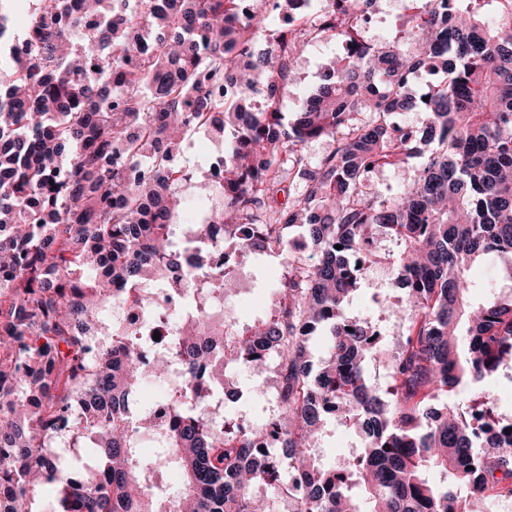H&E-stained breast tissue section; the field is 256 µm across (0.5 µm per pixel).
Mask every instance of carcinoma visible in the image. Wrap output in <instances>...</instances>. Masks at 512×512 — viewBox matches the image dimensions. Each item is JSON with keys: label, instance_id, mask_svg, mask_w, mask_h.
<instances>
[{"label": "carcinoma", "instance_id": "1", "mask_svg": "<svg viewBox=\"0 0 512 512\" xmlns=\"http://www.w3.org/2000/svg\"><path fill=\"white\" fill-rule=\"evenodd\" d=\"M0 0V39L29 11L34 51L0 66V502L5 512H158L147 492L169 456L176 512H474L512 498V433L487 383L512 362V298L471 300L470 271L500 261L512 283V0H405V35L364 38L376 0H278L288 26L259 43L243 0ZM334 42L319 87L288 119L280 88L306 46ZM262 105L247 107L255 94ZM426 116L410 128L399 117ZM224 143L222 206L178 242L191 167L186 133ZM320 139L334 151L311 159ZM414 165L372 190L367 174ZM140 168L143 174L129 176ZM300 186L286 203L283 184ZM218 220L224 235L207 224ZM303 237L309 252L293 251ZM398 246L406 334L393 347L344 308L376 243ZM342 249H336V246ZM284 257L271 314L239 330L224 314L215 253ZM190 287L193 305L162 309ZM183 322L142 363L134 333L101 314L115 290ZM330 349L315 360L313 338ZM386 355L388 381L366 375ZM277 360L278 411L253 425L207 403L231 367ZM186 374L162 453L128 423L145 367ZM361 448L341 466L312 449L329 416ZM65 459L62 445L83 448Z\"/></svg>", "mask_w": 512, "mask_h": 512}]
</instances>
